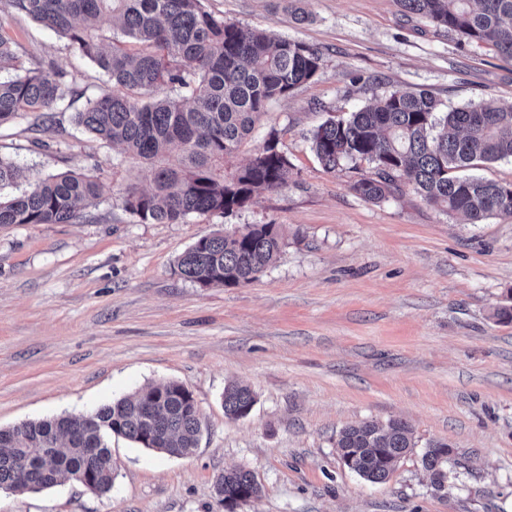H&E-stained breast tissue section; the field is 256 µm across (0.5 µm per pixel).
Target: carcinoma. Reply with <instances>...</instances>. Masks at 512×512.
Returning a JSON list of instances; mask_svg holds the SVG:
<instances>
[{
  "mask_svg": "<svg viewBox=\"0 0 512 512\" xmlns=\"http://www.w3.org/2000/svg\"><path fill=\"white\" fill-rule=\"evenodd\" d=\"M409 14L471 43L489 44L512 58V0H396ZM65 37L107 77L110 89L76 113L86 133L140 160L149 188L128 185L124 207L145 224H176L189 215L226 214L255 194L288 183L292 164L276 134L243 165L234 164L268 105L311 81L320 55L303 42L264 30L244 31L213 16L202 0H0ZM107 19L115 31L106 36ZM0 126L23 112L47 121L67 108L66 75L18 66L13 43L0 35ZM311 147L329 172L353 163L352 190L371 202L409 187L426 204L466 224L512 218V183L462 171L512 159V106L491 100L450 107L425 91L394 90L356 112L330 117L311 133ZM366 164L362 169L359 164ZM20 166L0 155V191L16 185ZM100 196L97 177L64 171L28 181L18 195L0 197V227L73 224ZM278 224H253L198 239L176 261V273L201 288L255 280L280 257ZM256 397L244 385L224 388V415L243 418ZM203 422L190 390L169 381L149 384L89 414L22 422L0 429V488L40 491L83 474L90 491L112 490L108 437L185 457L198 447ZM340 460L373 483L385 482L416 447L402 419L361 421L336 435ZM452 445L432 441L421 457L434 489L448 481ZM215 494L231 510L241 496L260 493L253 474L227 470Z\"/></svg>",
  "mask_w": 512,
  "mask_h": 512,
  "instance_id": "1",
  "label": "carcinoma"
}]
</instances>
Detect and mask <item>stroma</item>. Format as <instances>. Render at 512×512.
<instances>
[{
	"label": "stroma",
	"instance_id": "1",
	"mask_svg": "<svg viewBox=\"0 0 512 512\" xmlns=\"http://www.w3.org/2000/svg\"><path fill=\"white\" fill-rule=\"evenodd\" d=\"M215 17L309 45L310 82L273 101L236 161L269 133L293 165L288 184L226 215L143 224L122 203L138 160L82 133L75 114L107 84L68 40L0 14L24 68L63 71L71 105L43 123L25 112L0 126V154L30 176L98 177L87 221L0 228V428L87 414L167 381L193 394L205 429L194 453L170 457L120 437L111 492L66 481L0 491V512H225L217 475L242 468L260 496L236 512H512V219L464 224L412 191L380 203L327 172L311 131L329 114L392 90L451 106H512V59L429 22L395 0H202ZM279 224L286 246L255 281L200 288L175 262L201 236ZM238 382L251 413L224 415ZM405 420L418 442L388 480L344 468L342 428ZM454 453L448 487L421 465L427 443ZM255 403V394L248 386L230 384L224 388V415L228 419L237 420L248 416L250 413L243 416L244 412L247 409L252 411Z\"/></svg>",
	"mask_w": 512,
	"mask_h": 512
}]
</instances>
